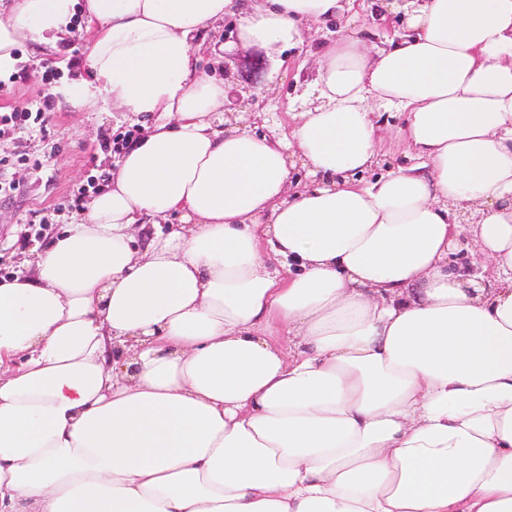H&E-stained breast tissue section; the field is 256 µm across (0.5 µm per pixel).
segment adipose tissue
<instances>
[{
  "mask_svg": "<svg viewBox=\"0 0 512 512\" xmlns=\"http://www.w3.org/2000/svg\"><path fill=\"white\" fill-rule=\"evenodd\" d=\"M402 10L323 47L274 135L217 120L208 33L294 49L356 0L0 10V73L77 17L75 106L156 116L0 277V512H512V0ZM380 112L411 163L364 184ZM365 9L360 12L357 18V26L361 30V35L367 40L368 43L373 44L377 47H384L386 42V36L389 34L378 21L375 20V9L374 4L381 3L380 0H364ZM374 11V16L372 15Z\"/></svg>",
  "mask_w": 512,
  "mask_h": 512,
  "instance_id": "obj_1",
  "label": "adipose tissue"
}]
</instances>
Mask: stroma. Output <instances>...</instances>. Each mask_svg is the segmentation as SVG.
Here are the masks:
<instances>
[{
	"instance_id": "1",
	"label": "stroma",
	"mask_w": 512,
	"mask_h": 512,
	"mask_svg": "<svg viewBox=\"0 0 512 512\" xmlns=\"http://www.w3.org/2000/svg\"><path fill=\"white\" fill-rule=\"evenodd\" d=\"M342 30L338 22L318 25L303 48L277 62L260 47H243L237 37L234 18L224 20L222 31L211 35L203 52L202 68L224 77L226 105L233 114L264 113L270 128L283 130L291 122L290 111L298 107V94L313 77L312 62L321 44L335 40ZM68 60L60 62L50 54L36 59L30 46H21L18 78L0 83V112L24 106L36 96L48 97L51 104L47 132L25 142L29 161L24 166L5 168L7 179L19 189L0 195V276L20 270L35 245H47L62 225L77 221L78 211L62 204L90 177L105 175L113 157L101 148L102 140L152 124L153 115L133 117L124 112H77L62 97L52 94L44 80L48 67H57L60 80L75 78L82 70L84 51L82 29H73L67 43ZM48 225H40V217Z\"/></svg>"
}]
</instances>
